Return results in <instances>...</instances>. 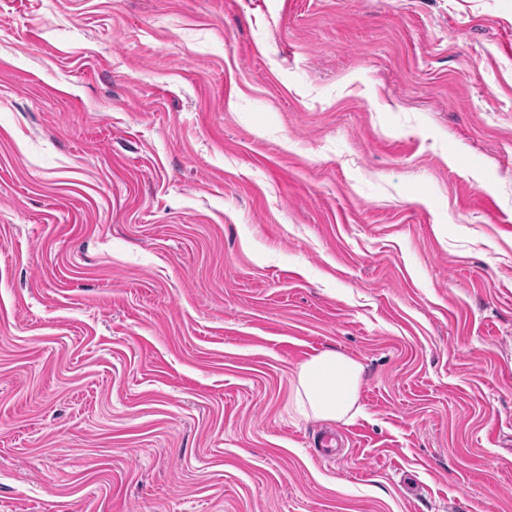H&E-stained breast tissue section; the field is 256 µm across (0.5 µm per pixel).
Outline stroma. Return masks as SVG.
Masks as SVG:
<instances>
[{
	"label": "stroma",
	"mask_w": 512,
	"mask_h": 512,
	"mask_svg": "<svg viewBox=\"0 0 512 512\" xmlns=\"http://www.w3.org/2000/svg\"><path fill=\"white\" fill-rule=\"evenodd\" d=\"M0 512H512V0H0ZM363 367L336 351L305 361L294 382V410L307 418L348 422L360 411L359 388Z\"/></svg>",
	"instance_id": "obj_1"
}]
</instances>
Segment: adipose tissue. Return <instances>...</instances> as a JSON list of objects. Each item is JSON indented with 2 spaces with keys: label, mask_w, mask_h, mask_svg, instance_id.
<instances>
[{
  "label": "adipose tissue",
  "mask_w": 512,
  "mask_h": 512,
  "mask_svg": "<svg viewBox=\"0 0 512 512\" xmlns=\"http://www.w3.org/2000/svg\"><path fill=\"white\" fill-rule=\"evenodd\" d=\"M363 367L335 351L305 361L294 382V410L305 417L347 422L358 411Z\"/></svg>",
  "instance_id": "1"
}]
</instances>
